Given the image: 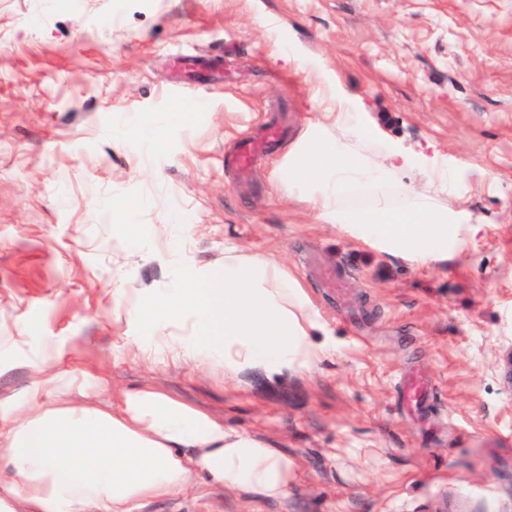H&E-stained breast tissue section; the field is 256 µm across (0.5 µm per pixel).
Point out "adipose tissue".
<instances>
[{
  "label": "adipose tissue",
  "mask_w": 512,
  "mask_h": 512,
  "mask_svg": "<svg viewBox=\"0 0 512 512\" xmlns=\"http://www.w3.org/2000/svg\"><path fill=\"white\" fill-rule=\"evenodd\" d=\"M408 170L446 185L457 178L436 158L395 146L380 164L349 155L321 126L284 156L278 178L323 223L359 241L416 261L447 256L468 216L396 184ZM391 186L401 203L385 195ZM365 190L376 193L371 207L349 206ZM112 303L138 330L129 339L136 359L152 365L170 360L236 381L249 370H309L326 350L325 328L287 267L234 247L225 248L223 267L186 269L175 287H114ZM64 356L63 346L48 347L31 365L24 402L0 400V512H134L199 479L268 499L287 493L285 456L166 393L127 390L109 410L65 399Z\"/></svg>",
  "instance_id": "obj_1"
}]
</instances>
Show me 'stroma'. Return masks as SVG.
I'll return each instance as SVG.
<instances>
[{"mask_svg": "<svg viewBox=\"0 0 512 512\" xmlns=\"http://www.w3.org/2000/svg\"><path fill=\"white\" fill-rule=\"evenodd\" d=\"M293 54L320 60L362 123L460 172L448 189L399 180L466 208L478 233L414 262L278 187V161L331 102ZM178 104L188 119L170 120ZM267 126L282 136L239 182L226 158ZM228 246L302 284L333 344L311 370L233 388L133 358L113 285L174 287ZM45 343L70 350L93 400L149 385L293 466L279 500L199 484L137 512H512V0H0L1 395L29 384ZM412 369L431 380L420 413L396 393Z\"/></svg>", "mask_w": 512, "mask_h": 512, "instance_id": "stroma-1", "label": "stroma"}]
</instances>
